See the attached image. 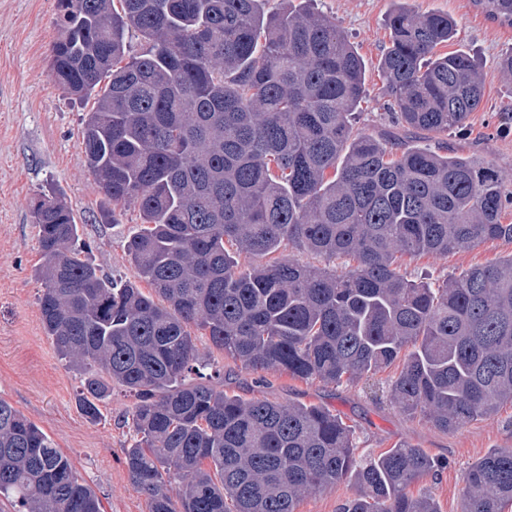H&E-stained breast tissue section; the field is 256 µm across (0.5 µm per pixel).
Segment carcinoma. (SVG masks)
Returning <instances> with one entry per match:
<instances>
[{
  "instance_id": "cac0c4a2",
  "label": "carcinoma",
  "mask_w": 512,
  "mask_h": 512,
  "mask_svg": "<svg viewBox=\"0 0 512 512\" xmlns=\"http://www.w3.org/2000/svg\"><path fill=\"white\" fill-rule=\"evenodd\" d=\"M315 0H56L54 82L85 113L89 170L142 224L130 279L80 258L81 227L56 195L32 209L43 327L81 376L87 418L115 388L133 398L123 449L149 512H297L351 482L341 512H441L409 487L441 468L400 442L373 458L322 405L246 398L214 381L194 334L240 369L325 386L369 383L401 363L386 398L433 429L491 420L512 403V254L411 281L405 256L487 240L512 181L476 156L402 144L461 130L483 96L470 54H440L455 23L394 0L379 68L391 131L356 128L365 63ZM512 28V0H470ZM145 43L128 50L129 37ZM320 258L301 263L284 251ZM151 287L146 294L138 286ZM16 512H103L70 459L0 399V498ZM512 501V447L465 473L461 512Z\"/></svg>"
}]
</instances>
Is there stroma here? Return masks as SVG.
<instances>
[{"instance_id":"1","label":"stroma","mask_w":512,"mask_h":512,"mask_svg":"<svg viewBox=\"0 0 512 512\" xmlns=\"http://www.w3.org/2000/svg\"><path fill=\"white\" fill-rule=\"evenodd\" d=\"M417 12L453 17L457 32L447 49L478 58L484 96L466 127L438 135L450 151L476 155L512 176V82L503 80L499 56L512 50V29L487 20L470 0H408ZM363 57L366 96L359 106V129L388 126V96L378 61L389 42L387 17L392 0H317ZM55 0H0V398L48 434L70 458L79 478L101 497L104 512H149L146 496L133 484L123 462L132 432L123 415L132 400L121 390L100 405L90 421L77 405L80 378L55 353L37 306L41 289L35 270L42 262L31 204L39 194L63 197L82 226L95 263L107 274L131 276L124 252L126 237L140 224L128 208L108 223L109 205L87 167L82 145V115L90 103L71 100L50 76V47L57 36ZM512 253V243L487 241L441 258H404L408 278H444L462 269ZM200 354L226 375L224 387L246 397L299 400L320 404L353 426L358 451L375 455L408 441L425 448L445 466L423 482L442 512H460L464 473L491 449L512 447V404L491 420H478L444 433L388 402L382 389L394 369L375 384L336 388L287 374L262 375L239 369L216 352L208 337L196 336Z\"/></svg>"}]
</instances>
